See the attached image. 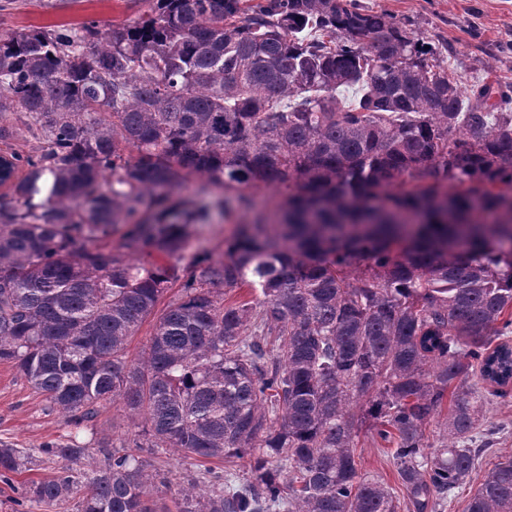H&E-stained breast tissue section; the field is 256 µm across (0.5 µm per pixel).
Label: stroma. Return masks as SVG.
Wrapping results in <instances>:
<instances>
[{
	"mask_svg": "<svg viewBox=\"0 0 512 512\" xmlns=\"http://www.w3.org/2000/svg\"><path fill=\"white\" fill-rule=\"evenodd\" d=\"M360 2L406 21L417 38L447 55L450 70L463 86L482 82L512 85V0ZM146 9L143 0H0V36L35 28L77 27L90 20L131 23ZM222 196V191H212L210 218L192 228L185 257L202 252L221 255L225 239L244 222V214H229L218 207ZM486 419L497 432L479 465L482 474L502 456L512 454V393L492 399L486 407ZM138 432L137 420L118 402L106 405L95 421L73 429L11 364L0 363V442L16 448H37L73 434L93 448L104 439L117 446L131 444ZM356 454L364 474L397 487L393 461L380 439L370 433L360 435ZM150 461L156 479L148 493L149 502L155 512H172L182 481L181 462L176 454L165 451L152 454Z\"/></svg>",
	"mask_w": 512,
	"mask_h": 512,
	"instance_id": "1",
	"label": "stroma"
}]
</instances>
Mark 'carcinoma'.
<instances>
[{
    "instance_id": "cac0c4a2",
    "label": "carcinoma",
    "mask_w": 512,
    "mask_h": 512,
    "mask_svg": "<svg viewBox=\"0 0 512 512\" xmlns=\"http://www.w3.org/2000/svg\"><path fill=\"white\" fill-rule=\"evenodd\" d=\"M11 112L43 145L6 160L24 176L0 205V362L74 427L118 400L143 421L135 447L200 467L176 512H439L470 485L484 405L512 386V89L466 93L359 0H150L131 24L0 37ZM189 174L204 181L181 197ZM259 184L288 189L273 232ZM213 187L254 213L223 256L180 276L100 244L122 224L126 248L181 256ZM243 285L260 298L224 302ZM364 426L394 444L406 500L361 473ZM37 452L62 466L15 512H154L127 447ZM244 456L241 476L207 465ZM30 459L1 444L0 481ZM466 512H512V457Z\"/></svg>"
}]
</instances>
